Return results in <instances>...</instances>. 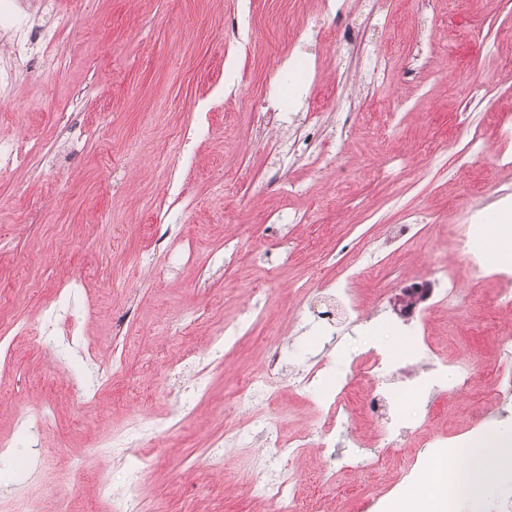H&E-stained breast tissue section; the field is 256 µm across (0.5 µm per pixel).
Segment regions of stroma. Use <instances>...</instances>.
Masks as SVG:
<instances>
[{
  "label": "stroma",
  "instance_id": "stroma-1",
  "mask_svg": "<svg viewBox=\"0 0 512 512\" xmlns=\"http://www.w3.org/2000/svg\"><path fill=\"white\" fill-rule=\"evenodd\" d=\"M39 20L60 14L67 24L52 48L59 64L41 67L42 46L8 87L0 88V136L18 141L28 158L0 169V512L13 498L29 496L33 512H49L56 499L77 497L84 512H116L130 462L114 459L102 443L143 416L174 417L180 400H193L190 419L158 438L142 488L162 512H255L252 490L262 479L258 447L224 451L212 464L209 449L225 430L261 434L263 411L238 412L228 400L240 379L262 370L269 351H279L282 377L272 411L284 436L315 431L327 416L318 397L348 387L350 402L336 446L329 453L305 448L289 466L300 508L318 490L328 512H389L406 489L426 481L433 448H423L415 469L398 453L417 426L441 429L444 446L460 448L491 426L512 421V398L490 399L484 370L512 372L500 355L497 330L512 322L493 300V255L485 278L461 273L464 310L442 311L427 333L448 360L474 365L464 391L401 401V437L366 417L361 404L376 383L354 372L353 360L384 350L406 358L412 341L390 335L399 318L391 300L401 288L436 281L439 261H453L446 246L472 196L491 225L512 218L492 180L512 174L491 170V158L475 156L466 168L453 158L460 119L477 126L491 147L512 153V0H387L384 12L367 17L363 0H349L337 24L299 40L317 15L319 0H27ZM439 37L429 40L428 30ZM386 57L384 88H373L349 44ZM448 68L457 82L478 80L494 108L464 106L463 92L433 80ZM279 72L283 123H257L252 101L271 72ZM215 139L197 141L187 193L192 208L173 219L191 240L196 259L157 276L141 267L139 253L155 243L160 215L155 203L169 180L167 161L181 149L179 132L202 101ZM399 101L397 113L389 104ZM323 106L310 122L308 102ZM72 115L62 137L57 115ZM314 132L335 138L316 164L297 157L280 164V140ZM434 140L448 152L420 160L399 173L398 185L383 172L393 157ZM305 192L292 194L290 185ZM296 214L295 223L274 225L273 212ZM414 224L416 235L390 255L378 278L357 283V313L336 327L326 345L312 327L327 280L339 267L357 265L362 254L385 246L392 225ZM233 239L237 261L209 271L206 257ZM279 282L268 290L267 318L215 369L205 397L191 382L172 391L165 374L171 358L213 355L207 335L214 321L232 318L253 303L249 291L263 285L268 268ZM81 297L61 308L59 320L76 323L78 335L58 327L43 331L33 347L23 325L40 322L48 298L72 280ZM194 315L190 329L179 320ZM120 357L121 370L99 382V364ZM315 372L310 394L288 389V379ZM52 411L40 447L60 464L38 465L23 444L38 406ZM112 501L99 494V479Z\"/></svg>",
  "mask_w": 512,
  "mask_h": 512
}]
</instances>
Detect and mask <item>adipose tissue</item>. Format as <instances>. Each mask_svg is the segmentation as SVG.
<instances>
[{
  "mask_svg": "<svg viewBox=\"0 0 512 512\" xmlns=\"http://www.w3.org/2000/svg\"><path fill=\"white\" fill-rule=\"evenodd\" d=\"M512 460V422L499 423L471 441L468 448L432 459L423 489L408 491L405 506L394 512H447L448 475L460 477L458 491L472 506H480L492 478Z\"/></svg>",
  "mask_w": 512,
  "mask_h": 512,
  "instance_id": "obj_1",
  "label": "adipose tissue"
}]
</instances>
